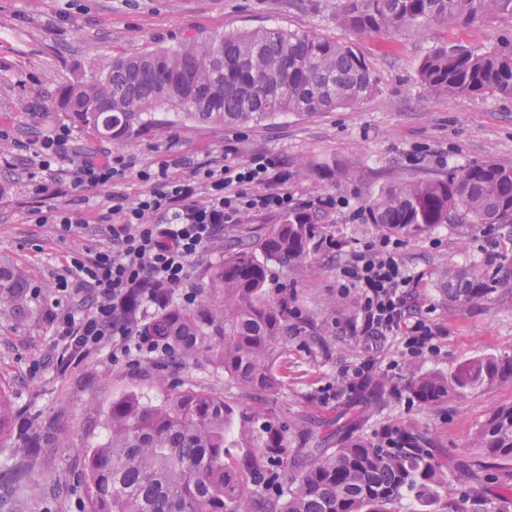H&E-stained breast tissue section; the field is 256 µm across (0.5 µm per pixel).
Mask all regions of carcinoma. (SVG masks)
<instances>
[{
  "instance_id": "carcinoma-1",
  "label": "carcinoma",
  "mask_w": 512,
  "mask_h": 512,
  "mask_svg": "<svg viewBox=\"0 0 512 512\" xmlns=\"http://www.w3.org/2000/svg\"><path fill=\"white\" fill-rule=\"evenodd\" d=\"M512 17V0H336V17L356 33L420 32L430 24H467L476 17ZM437 95L498 93L512 96V42L476 52L441 46L419 65ZM375 78L348 45L315 33L266 27L204 39L178 49L112 56L110 72L65 87L56 107L87 136L127 140L157 125L161 110L222 128L265 126L278 117L350 108L369 97ZM366 218L376 230L412 238L440 224L468 227L512 223V166L492 158L448 169L439 178L400 181L379 190ZM327 215L307 205L271 224L241 233L206 276L214 303L204 310L168 305L141 327L167 347L170 364L205 357L224 367L246 394L273 397L282 388L276 367L288 328V291L267 296L273 264L300 275L331 242ZM502 267L441 269L435 286L453 310L491 301ZM20 277L0 269V314L25 304ZM512 381V355L485 354L451 375L424 373L407 389L432 407L481 388ZM355 392L377 407L393 394L389 382L368 375ZM15 411L0 394V433ZM107 440L85 458L91 512H393L409 497L413 512H441L448 465L430 440L405 429L399 447L387 448L349 429L328 436L303 428L301 465L282 483L279 464L289 428L259 418L224 399L189 392L162 405L137 394L112 402ZM481 458L453 466L466 507L448 512H493L483 491L495 485L512 512V404L496 408L475 434Z\"/></svg>"
}]
</instances>
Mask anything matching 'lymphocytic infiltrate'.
<instances>
[{
	"mask_svg": "<svg viewBox=\"0 0 512 512\" xmlns=\"http://www.w3.org/2000/svg\"><path fill=\"white\" fill-rule=\"evenodd\" d=\"M71 139L70 128L64 126L33 139L36 164L28 178L37 197L53 196V173ZM178 168L188 169V177H174ZM127 169L123 157L104 152L84 156L73 171L74 187L112 191L104 217L110 225L111 245L90 258L71 255V278L60 283L64 289L73 281L96 289L95 302L87 313L51 317L64 351L74 360L109 340L123 355L161 350V341L139 335L126 318L138 288L151 285L146 299L158 303L157 289L182 287L191 260L223 233L225 225L242 223L254 214H282L296 204L288 191L290 173L271 155L241 162L228 152L219 165L172 156L139 171L147 189L134 199L113 190L124 181ZM401 247L399 240L388 236L366 242L341 267L340 282L361 292L358 318L348 328L350 336L366 342L400 337V359H410L432 351L440 330L411 312L414 278L401 258Z\"/></svg>",
	"mask_w": 512,
	"mask_h": 512,
	"instance_id": "lymphocytic-infiltrate-1",
	"label": "lymphocytic infiltrate"
}]
</instances>
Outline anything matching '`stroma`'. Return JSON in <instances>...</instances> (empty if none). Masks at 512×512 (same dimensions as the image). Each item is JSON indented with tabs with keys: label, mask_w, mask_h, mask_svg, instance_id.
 <instances>
[{
	"label": "stroma",
	"mask_w": 512,
	"mask_h": 512,
	"mask_svg": "<svg viewBox=\"0 0 512 512\" xmlns=\"http://www.w3.org/2000/svg\"><path fill=\"white\" fill-rule=\"evenodd\" d=\"M281 27L304 30L346 43L364 58L376 89L358 105L309 117L282 116L274 124L216 129L175 119L144 130L123 142L74 132L58 174L60 194L52 205L81 213L83 223L63 231L57 224L36 223L35 199L27 190L30 160L0 169V267L20 271L27 306L0 315V393L16 412L13 429L0 435V512H90L84 482V457L104 441L113 400L136 393L161 404L186 392L224 398L236 410L272 414L293 423L288 460L282 476L294 474L293 457L302 446L298 425H322L355 419L358 434L380 438L384 432L416 428L432 441L440 460L453 462L474 448V435L497 407L512 404V382L480 389L462 398L426 407L405 392L411 374L450 372L486 353L512 354V281L492 301L474 310L448 309L435 286L443 266L463 267L494 260L512 268V224L496 227L495 245L487 247L482 228L466 231L443 224L404 240L402 258L418 279L415 313L439 326L436 349L401 359L402 344L390 336L370 349L349 336L345 304L361 301L355 289H341L339 268L351 248L378 238L367 220L330 213L328 223L343 250L321 255L298 281L277 268L271 293L287 285L297 292V315L277 361L284 386L273 399L245 396L223 368L204 359L172 366L162 353L113 359L111 345L80 360L64 357L49 316L86 309L92 288L58 284L68 277L69 259L90 257L110 242L102 224L111 201L105 189L70 192V171L81 155L109 151L130 161L117 189L129 198L145 191L137 173L171 155L194 161L222 162L225 149L245 161L270 154L288 169V189L300 202L329 193L366 206L380 186L403 179L432 177L475 160L492 158L512 164V97L436 95L421 82V60L434 48L462 43L478 50L512 41V18L480 19L469 25L433 24L413 32L356 34L336 19V0H0V119L10 118L12 136L27 141L34 129L64 125L56 102L67 85L102 73L117 51L177 46L189 38ZM338 161L352 169L353 180L328 178L309 163ZM393 372L383 366L393 359ZM370 361L375 375L400 386L383 408L357 402L341 386L348 365Z\"/></svg>",
	"instance_id": "stroma-1"
}]
</instances>
